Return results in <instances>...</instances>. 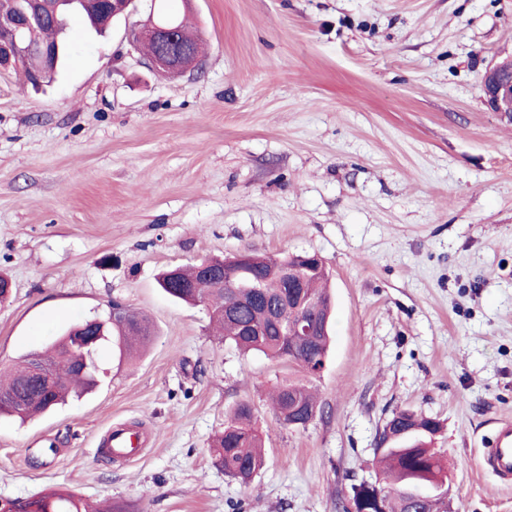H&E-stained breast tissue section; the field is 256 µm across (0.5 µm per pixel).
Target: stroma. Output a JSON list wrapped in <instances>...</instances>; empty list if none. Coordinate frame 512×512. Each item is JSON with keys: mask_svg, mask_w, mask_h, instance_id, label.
Wrapping results in <instances>:
<instances>
[{"mask_svg": "<svg viewBox=\"0 0 512 512\" xmlns=\"http://www.w3.org/2000/svg\"><path fill=\"white\" fill-rule=\"evenodd\" d=\"M74 25L55 80L0 72V370L112 302L147 315L135 360L112 345L91 394L0 419V499L64 488L127 512H339L378 478L387 419L439 421L454 512H512L479 465L512 419V123L481 76L512 52V0H171L206 48L151 71L126 35ZM250 249L332 273L323 411L278 424L269 390L302 370L219 340L166 268ZM242 402L266 462L243 490L212 441ZM132 427L135 460L104 462ZM107 453L112 456L131 458L140 450V438L138 435L125 428L112 429L106 439Z\"/></svg>", "mask_w": 512, "mask_h": 512, "instance_id": "obj_1", "label": "stroma"}]
</instances>
